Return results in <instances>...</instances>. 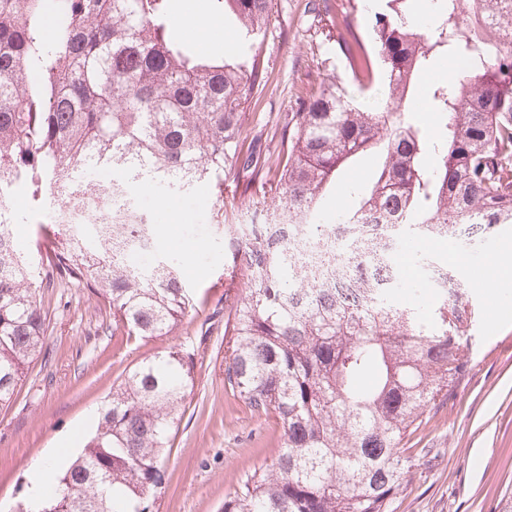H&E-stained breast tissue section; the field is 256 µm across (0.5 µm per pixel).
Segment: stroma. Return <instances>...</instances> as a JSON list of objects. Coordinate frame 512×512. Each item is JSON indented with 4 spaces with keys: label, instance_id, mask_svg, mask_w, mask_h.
<instances>
[{
    "label": "stroma",
    "instance_id": "obj_1",
    "mask_svg": "<svg viewBox=\"0 0 512 512\" xmlns=\"http://www.w3.org/2000/svg\"><path fill=\"white\" fill-rule=\"evenodd\" d=\"M198 0H173L181 37L195 13L206 17L213 36L201 52L223 54L235 44L230 22L198 7ZM322 0H273L263 50L270 78L252 106L242 131L245 140L277 152L273 135L308 84L343 74L333 42L324 35ZM239 169L224 175L223 192L200 187L161 196H139L142 210L159 226L160 249L182 264V276L200 299L177 340L194 355L195 382L167 459L169 484L158 512H221L224 497L276 448L281 431L274 418L252 415L224 388V241L221 227L242 223L251 205L242 204ZM12 232L17 246L30 252L43 244L53 217L20 200ZM442 259L470 279L482 268L484 284L472 299L496 304L474 332L468 373L455 395L403 442L412 449L416 474L394 500V512H498L512 489V273L498 261L512 253V229L476 241L464 255L454 246L435 248ZM48 314L43 353L28 372L16 399L0 408V512H17L26 502L39 462L48 460L72 433L88 438L95 413L113 384L172 340L126 341L108 329L110 312L88 288L60 283L39 292Z\"/></svg>",
    "mask_w": 512,
    "mask_h": 512
}]
</instances>
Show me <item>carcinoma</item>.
<instances>
[{
  "label": "carcinoma",
  "mask_w": 512,
  "mask_h": 512,
  "mask_svg": "<svg viewBox=\"0 0 512 512\" xmlns=\"http://www.w3.org/2000/svg\"><path fill=\"white\" fill-rule=\"evenodd\" d=\"M171 2L0 0V199L21 190L42 208L70 178L97 197L101 182L89 174L136 164L169 194L223 189L224 171L241 161L248 106L267 83L272 0H212L238 21L243 59L232 48L200 56L177 40ZM324 10L348 69L300 93L282 128L279 192L254 214L286 222L252 239L241 224L223 228L224 389L282 431L271 463L246 475L224 512H393L415 467L400 445L464 376L479 311L448 263L426 258L425 315L398 299L378 242L327 286L289 251L293 224L331 222L325 205L356 159L382 161L341 221L385 216L415 236L471 240L512 224V0H437L424 31L406 0H384L369 89L356 81L363 45L350 0H324ZM445 56L458 66L432 88L439 121L428 138L399 108L417 74ZM425 153L435 167L422 165ZM135 236L155 239L154 223L103 217L76 235L54 225L37 271L0 221L1 408L46 345L45 283L85 284L112 311L114 336L177 335L196 307L180 263L160 256L130 271L125 247ZM193 381V357L179 345L129 370L45 512H154Z\"/></svg>",
  "instance_id": "carcinoma-1"
}]
</instances>
